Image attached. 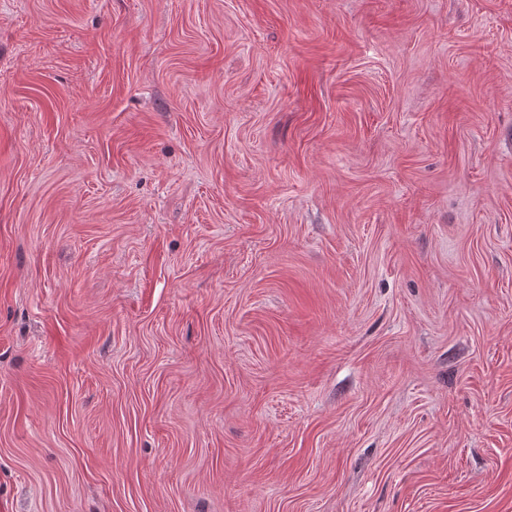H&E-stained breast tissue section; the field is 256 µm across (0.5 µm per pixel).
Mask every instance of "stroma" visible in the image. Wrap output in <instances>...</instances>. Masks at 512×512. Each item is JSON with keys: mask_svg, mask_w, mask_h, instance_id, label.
I'll use <instances>...</instances> for the list:
<instances>
[{"mask_svg": "<svg viewBox=\"0 0 512 512\" xmlns=\"http://www.w3.org/2000/svg\"><path fill=\"white\" fill-rule=\"evenodd\" d=\"M0 512H512V0H0Z\"/></svg>", "mask_w": 512, "mask_h": 512, "instance_id": "1", "label": "stroma"}]
</instances>
